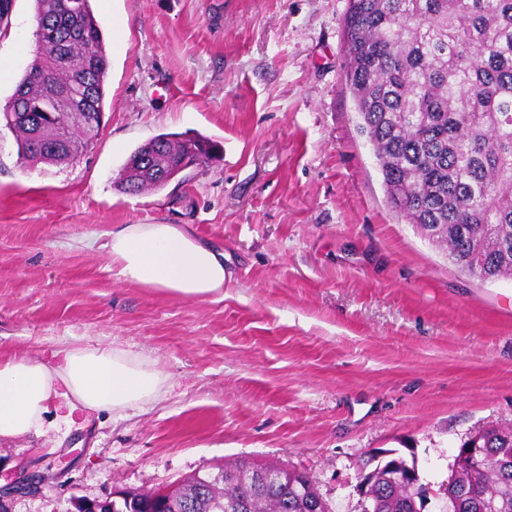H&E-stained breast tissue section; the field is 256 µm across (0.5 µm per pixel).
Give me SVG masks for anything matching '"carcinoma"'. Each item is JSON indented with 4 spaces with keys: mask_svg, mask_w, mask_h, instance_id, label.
Returning <instances> with one entry per match:
<instances>
[{
    "mask_svg": "<svg viewBox=\"0 0 512 512\" xmlns=\"http://www.w3.org/2000/svg\"><path fill=\"white\" fill-rule=\"evenodd\" d=\"M38 54L0 110L32 163H63L95 142L105 110L108 60L91 0H36ZM345 80L361 132L381 168L392 209L448 261L483 281L512 276V0H350ZM71 87L82 119L55 106ZM30 110V122L10 114ZM214 145L157 136L122 168L129 193L160 190L201 165ZM481 469L450 490L455 512H512V428L479 432ZM272 467L213 465L185 478L163 512H330L300 479L257 484ZM379 512H408L405 485L369 489Z\"/></svg>",
    "mask_w": 512,
    "mask_h": 512,
    "instance_id": "1",
    "label": "carcinoma"
}]
</instances>
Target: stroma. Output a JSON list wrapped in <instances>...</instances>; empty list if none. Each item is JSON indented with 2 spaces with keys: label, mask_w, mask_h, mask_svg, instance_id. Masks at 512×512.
Segmentation results:
<instances>
[{
  "label": "stroma",
  "mask_w": 512,
  "mask_h": 512,
  "mask_svg": "<svg viewBox=\"0 0 512 512\" xmlns=\"http://www.w3.org/2000/svg\"><path fill=\"white\" fill-rule=\"evenodd\" d=\"M109 59L94 146L23 163L0 122V357L59 364L112 345L167 379L154 401L70 412L0 441L10 512L174 486L237 460L307 473L333 512H361L358 467L411 449L444 512L471 432L512 426V280L461 272L389 205L345 80L348 0H94ZM34 0L0 27L5 105L36 51ZM217 157L131 195L118 178L156 136ZM120 224H181L222 248L224 293L124 281ZM36 489L14 493L24 477Z\"/></svg>",
  "instance_id": "stroma-1"
}]
</instances>
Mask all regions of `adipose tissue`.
<instances>
[{
  "label": "adipose tissue",
  "mask_w": 512,
  "mask_h": 512,
  "mask_svg": "<svg viewBox=\"0 0 512 512\" xmlns=\"http://www.w3.org/2000/svg\"><path fill=\"white\" fill-rule=\"evenodd\" d=\"M105 247L124 279L175 297L223 294L231 273L220 248L178 224H125ZM166 379L153 364L112 346L65 350L60 364L0 360V441L40 433L53 397L70 410L114 412L157 398Z\"/></svg>",
  "instance_id": "1"
}]
</instances>
